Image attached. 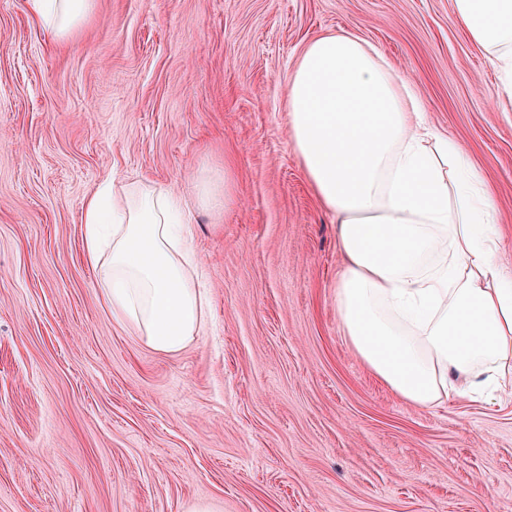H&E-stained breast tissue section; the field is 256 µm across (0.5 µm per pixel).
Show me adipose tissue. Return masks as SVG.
<instances>
[{
  "mask_svg": "<svg viewBox=\"0 0 512 512\" xmlns=\"http://www.w3.org/2000/svg\"><path fill=\"white\" fill-rule=\"evenodd\" d=\"M51 37L92 0H25ZM451 22L481 47L512 97V0H453ZM292 150L337 221L336 311L356 354L399 399L430 408L512 396V271L492 231L487 181L426 123L411 85L348 33L308 43L287 88ZM182 201L138 182L102 183L82 211L83 247L113 319L170 354L202 334Z\"/></svg>",
  "mask_w": 512,
  "mask_h": 512,
  "instance_id": "1",
  "label": "adipose tissue"
}]
</instances>
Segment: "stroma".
<instances>
[{"mask_svg":"<svg viewBox=\"0 0 512 512\" xmlns=\"http://www.w3.org/2000/svg\"><path fill=\"white\" fill-rule=\"evenodd\" d=\"M452 6L94 0L62 40L0 0V512H512V400L423 408L373 377L287 128L304 46L372 43L489 182L512 262V99ZM107 180L172 189L195 227L209 322L177 353L113 320L85 261Z\"/></svg>","mask_w":512,"mask_h":512,"instance_id":"1","label":"stroma"}]
</instances>
